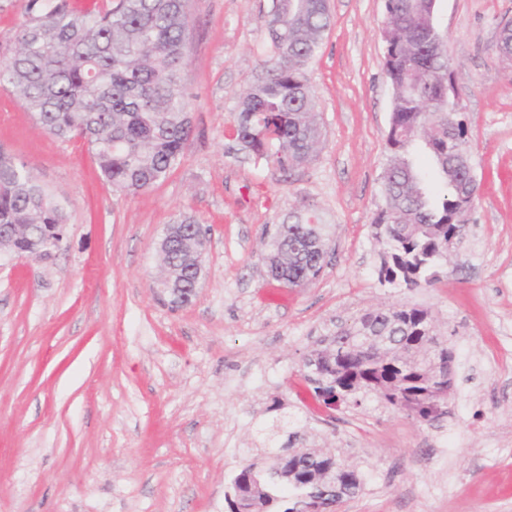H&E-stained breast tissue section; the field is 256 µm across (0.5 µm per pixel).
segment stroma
<instances>
[{
  "mask_svg": "<svg viewBox=\"0 0 512 512\" xmlns=\"http://www.w3.org/2000/svg\"><path fill=\"white\" fill-rule=\"evenodd\" d=\"M271 0H189L185 98L192 134L167 178L126 195L84 140L46 134L0 90V146L63 206L45 259L0 258V512H229L241 467L283 447L289 416L339 451L361 489L338 512H512V60L498 56L512 0H438L436 21L469 123L478 184L467 238L437 279L378 281L392 88L384 0H330L309 66L325 140L284 173L226 154L224 130L268 55ZM330 226L320 276H268L289 211ZM207 229L205 277L174 308L157 245L182 213ZM428 309L454 355L448 414L427 425L368 397L332 408L304 363L337 324L390 306Z\"/></svg>",
  "mask_w": 512,
  "mask_h": 512,
  "instance_id": "obj_1",
  "label": "stroma"
}]
</instances>
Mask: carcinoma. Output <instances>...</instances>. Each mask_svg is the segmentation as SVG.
Here are the masks:
<instances>
[{
	"instance_id": "1",
	"label": "carcinoma",
	"mask_w": 512,
	"mask_h": 512,
	"mask_svg": "<svg viewBox=\"0 0 512 512\" xmlns=\"http://www.w3.org/2000/svg\"><path fill=\"white\" fill-rule=\"evenodd\" d=\"M426 0H385L382 39L390 57L385 71L393 89L382 173L384 206L374 221L384 239L378 269L382 284L416 288L435 280L452 236L464 243L456 216L477 186L471 180L468 128L459 104L448 99V57L432 44L435 17ZM264 25L269 56L241 97L225 134L239 147L286 173L310 162L323 133L307 70L331 26L328 0H278ZM190 17L187 0H112L104 9L78 8L70 0H27L9 41L0 43V89L20 100L46 133L89 144L113 190L146 191L168 176L183 156L192 132L185 102ZM66 218L27 166L0 150V227L32 226L14 248L28 258H45L49 225ZM161 238V261L174 269V284L189 304L205 266L183 240L207 235L192 215ZM329 244L327 225L315 210L292 212L271 236L263 261L269 275L291 286L322 273ZM382 336L386 349L366 346ZM439 338L430 312L406 305L368 311L341 326L315 354L335 358L322 376L311 378L323 398L360 404L374 395L419 422L442 418L427 405L433 386L427 374L425 337ZM417 343L419 363L402 352ZM304 441L288 435V459L269 468L247 465L232 481L230 512L278 506L294 512L312 494L306 478L317 474L352 497L360 490L356 469L318 448L293 451Z\"/></svg>"
}]
</instances>
